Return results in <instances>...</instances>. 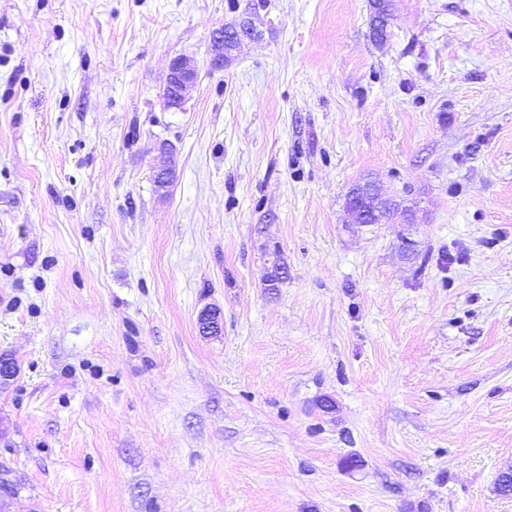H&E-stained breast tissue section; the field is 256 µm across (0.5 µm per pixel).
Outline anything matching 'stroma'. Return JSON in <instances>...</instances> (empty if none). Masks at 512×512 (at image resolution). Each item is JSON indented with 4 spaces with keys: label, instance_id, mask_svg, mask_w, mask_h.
I'll list each match as a JSON object with an SVG mask.
<instances>
[{
    "label": "stroma",
    "instance_id": "stroma-1",
    "mask_svg": "<svg viewBox=\"0 0 512 512\" xmlns=\"http://www.w3.org/2000/svg\"><path fill=\"white\" fill-rule=\"evenodd\" d=\"M372 13L0 0V512H512V0ZM252 30L250 21L246 19L237 25L216 28L211 35L210 70L223 71L224 65L232 59L233 52L238 49L241 42L251 37ZM227 45H231L230 51H226ZM200 69L196 61L186 55L173 57L163 92L164 104L168 108L180 107L199 82ZM159 150L167 157V162L155 170L153 178L157 190L163 191L177 179V151L173 144L166 142L160 144ZM346 209L356 224H380L390 215L401 213L394 199L383 195L377 184L351 195Z\"/></svg>",
    "mask_w": 512,
    "mask_h": 512
}]
</instances>
